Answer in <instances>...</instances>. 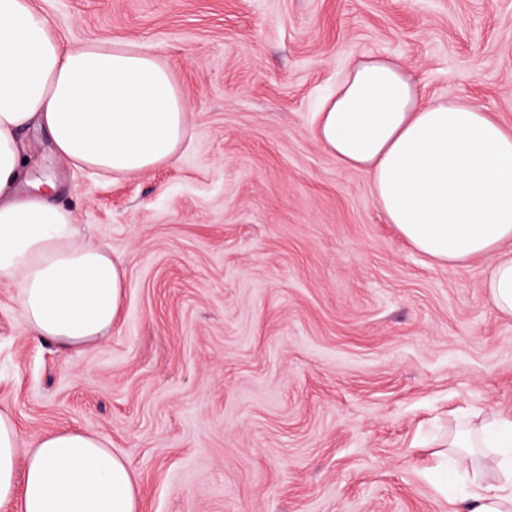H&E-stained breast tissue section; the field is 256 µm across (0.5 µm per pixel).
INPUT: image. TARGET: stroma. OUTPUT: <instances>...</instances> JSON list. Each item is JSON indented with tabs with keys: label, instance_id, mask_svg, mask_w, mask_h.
Wrapping results in <instances>:
<instances>
[{
	"label": "stroma",
	"instance_id": "obj_1",
	"mask_svg": "<svg viewBox=\"0 0 512 512\" xmlns=\"http://www.w3.org/2000/svg\"><path fill=\"white\" fill-rule=\"evenodd\" d=\"M68 46L123 40L190 105L178 161L108 177L26 132L30 178L125 269L111 336L35 339L0 284V410L20 449L89 430L140 512H448L430 478L459 411L512 417V317L490 262L437 267L366 175L315 142L357 55L512 129V0H31Z\"/></svg>",
	"mask_w": 512,
	"mask_h": 512
}]
</instances>
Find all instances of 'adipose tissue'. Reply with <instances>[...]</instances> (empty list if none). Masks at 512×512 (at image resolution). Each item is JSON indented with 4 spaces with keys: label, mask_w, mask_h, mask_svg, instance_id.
I'll return each mask as SVG.
<instances>
[{
    "label": "adipose tissue",
    "mask_w": 512,
    "mask_h": 512,
    "mask_svg": "<svg viewBox=\"0 0 512 512\" xmlns=\"http://www.w3.org/2000/svg\"><path fill=\"white\" fill-rule=\"evenodd\" d=\"M188 104L170 70L120 41L66 47L30 0H0V284L15 288L34 336L83 352L109 336L124 295L120 262L85 243L54 183L22 192V134L42 130L78 169L127 176L173 162ZM312 135L348 169L366 174L387 223L439 268L492 262L485 286L512 316V130L462 100L429 99L399 61L351 60L321 103ZM0 411V505L19 512H140L126 461L99 434L61 429L19 453ZM486 448L487 480L461 444ZM467 480L466 512H512V419L468 422L448 435Z\"/></svg>",
    "instance_id": "adipose-tissue-1"
}]
</instances>
